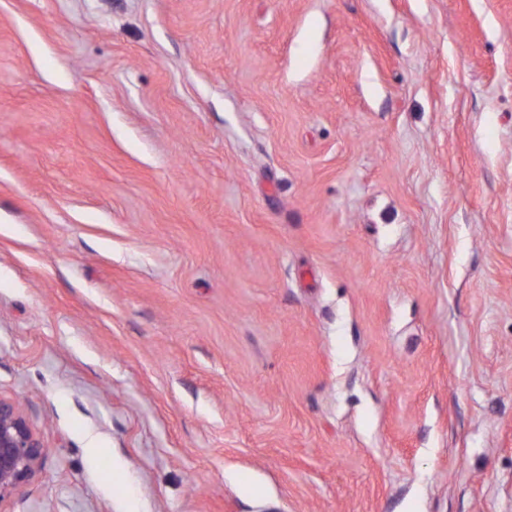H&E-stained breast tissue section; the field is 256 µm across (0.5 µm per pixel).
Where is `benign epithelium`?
<instances>
[{
  "mask_svg": "<svg viewBox=\"0 0 512 512\" xmlns=\"http://www.w3.org/2000/svg\"><path fill=\"white\" fill-rule=\"evenodd\" d=\"M42 455L20 405L0 397V509L35 476Z\"/></svg>",
  "mask_w": 512,
  "mask_h": 512,
  "instance_id": "benign-epithelium-1",
  "label": "benign epithelium"
}]
</instances>
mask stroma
Segmentation results:
<instances>
[{"instance_id":"1","label":"stroma","mask_w":512,"mask_h":512,"mask_svg":"<svg viewBox=\"0 0 512 512\" xmlns=\"http://www.w3.org/2000/svg\"><path fill=\"white\" fill-rule=\"evenodd\" d=\"M10 512H512V0H0ZM43 446L20 405L0 397V511L37 473Z\"/></svg>"}]
</instances>
